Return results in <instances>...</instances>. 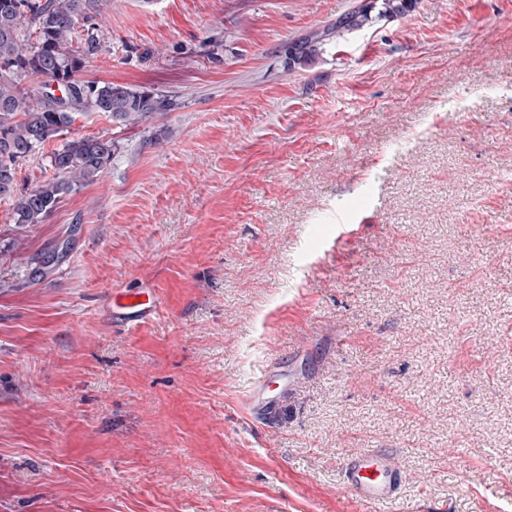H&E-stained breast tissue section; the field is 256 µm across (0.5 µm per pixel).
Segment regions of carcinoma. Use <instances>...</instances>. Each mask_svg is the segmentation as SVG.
Instances as JSON below:
<instances>
[{
    "mask_svg": "<svg viewBox=\"0 0 512 512\" xmlns=\"http://www.w3.org/2000/svg\"><path fill=\"white\" fill-rule=\"evenodd\" d=\"M105 0H0V199L13 200L15 223L38 224L75 186L96 181L111 162L117 145L101 137H74L53 152L50 166L61 177L29 194L14 197L16 168L48 140L70 127L77 116L101 112L117 122L132 123L154 112H170L176 100L161 92L138 91L112 82L83 80L79 73L98 48L94 31L84 46L72 49L77 26L101 16ZM415 0H372L344 14L336 24L288 47L292 63L316 57L324 42L360 30L377 17H397ZM59 84L62 96L50 91L31 96L27 77Z\"/></svg>",
    "mask_w": 512,
    "mask_h": 512,
    "instance_id": "1",
    "label": "carcinoma"
}]
</instances>
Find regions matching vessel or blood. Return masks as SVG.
I'll use <instances>...</instances> for the list:
<instances>
[{"mask_svg":"<svg viewBox=\"0 0 512 512\" xmlns=\"http://www.w3.org/2000/svg\"><path fill=\"white\" fill-rule=\"evenodd\" d=\"M112 307L122 321L139 322L153 315L157 297L150 291L122 293L114 298ZM343 476L347 492L374 507L391 502L404 483L395 459L371 450L348 458Z\"/></svg>","mask_w":512,"mask_h":512,"instance_id":"obj_1","label":"vessel or blood"}]
</instances>
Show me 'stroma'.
I'll return each instance as SVG.
<instances>
[{
    "instance_id": "35a3bbf8",
    "label": "stroma",
    "mask_w": 512,
    "mask_h": 512,
    "mask_svg": "<svg viewBox=\"0 0 512 512\" xmlns=\"http://www.w3.org/2000/svg\"><path fill=\"white\" fill-rule=\"evenodd\" d=\"M107 0L80 76L177 101L39 224L0 200V512H512V0ZM66 253L46 276L41 253ZM146 289L137 328L111 296ZM290 387L262 417L268 368ZM415 0H373L369 4L354 7L344 14L326 32L315 33L288 47V59L293 64H306L322 51L324 42L336 40L346 32L360 30L372 22L371 13L377 10V17H397L408 12ZM343 476L347 492L373 507L391 502L404 483L395 459L371 450L348 458Z\"/></svg>"
}]
</instances>
